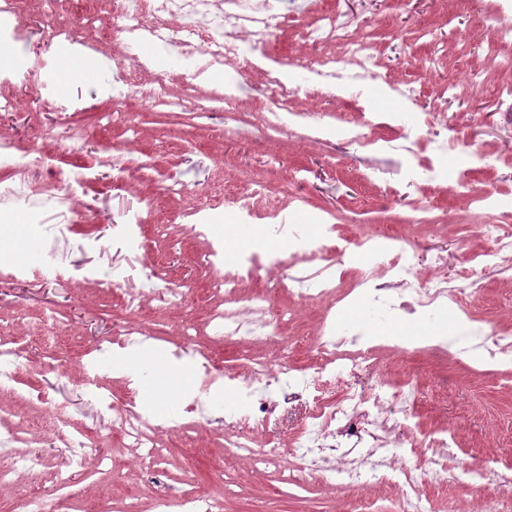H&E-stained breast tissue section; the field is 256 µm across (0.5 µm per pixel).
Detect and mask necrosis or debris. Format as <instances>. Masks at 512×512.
Masks as SVG:
<instances>
[{"label": "necrosis or debris", "instance_id": "obj_1", "mask_svg": "<svg viewBox=\"0 0 512 512\" xmlns=\"http://www.w3.org/2000/svg\"><path fill=\"white\" fill-rule=\"evenodd\" d=\"M18 10L19 0H0V48L10 49L14 54L8 80L21 85L35 81L44 92H51L58 50L72 43L73 27L68 22L55 25L39 57L34 59L28 56L26 35L16 23ZM494 17L495 37L487 52L497 58L499 67L512 72V0H498ZM289 18L281 0H122L113 34L125 51L112 62V97L123 101L132 96V73L142 67L135 49L143 38L178 46L188 60L206 55L214 65L250 69L255 57L264 55L272 31L287 26ZM351 26L352 20L346 13L326 9L316 14L303 32V40L336 47L337 53L309 67L308 82L288 80L276 66L264 69L266 93L274 114L296 117V102L310 95L314 83L341 91L343 101L364 107L366 87L380 77L379 61L371 40L352 31ZM454 88L453 82H445L429 112L391 115L405 134L398 172L408 184L444 181L464 187L474 165L486 158L483 147L473 146L461 156L457 167L445 168L424 154L429 144L425 129L445 121L448 97ZM0 166L24 174L19 182L0 188V213L12 211L21 203L27 205L32 232L37 236L42 235L45 223L38 196L53 192L59 207L71 211L87 180L83 173L29 160L7 137H0ZM230 201L246 223L269 225L279 244L274 251L259 243L252 250L230 253L209 225H194L195 235L209 243L203 261L217 272L215 286L224 294V307L214 308L210 315L212 327L228 336L284 343L279 323H257L252 316L266 311L272 294L287 287V279L281 274L283 258L319 260L337 227L317 224L306 230L287 223V215L303 205L297 196L290 197L287 206L264 214L252 210L243 192L233 194ZM483 233L492 244L470 252L467 284L463 287L449 280L440 265L431 274L422 275L411 243L398 236L361 233L352 237L338 254L341 259L359 263L351 289L368 299L373 309L389 305L401 314L428 320L446 311L462 309L464 287H481L487 271L512 262V228L487 224ZM263 267L270 271L265 288L242 292V283ZM319 354L321 364L314 377L297 374L283 363L273 366L262 361L242 371L217 367L206 370L193 391L184 397V411L191 418L200 416L213 409L214 395H221L226 404L224 430L234 455L255 464H269L278 461L280 452L277 445L261 441L260 436L271 415L269 397L280 390L284 402L301 400L309 408L311 422L304 429L302 458L314 464H332L339 484L351 485L360 480L361 474L347 460L345 450L352 447L354 439L363 436L372 441L376 466L395 469L403 453L402 443L380 435L378 429L395 405L405 400V392L384 388L382 381L376 380L374 346L362 334L341 331L336 322L327 323L320 338ZM112 427L120 433L126 447L137 451L140 459L155 457L158 426L141 401L137 381L127 380L125 407L119 416H114Z\"/></svg>", "mask_w": 512, "mask_h": 512}]
</instances>
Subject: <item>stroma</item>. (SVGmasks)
<instances>
[{"mask_svg":"<svg viewBox=\"0 0 512 512\" xmlns=\"http://www.w3.org/2000/svg\"><path fill=\"white\" fill-rule=\"evenodd\" d=\"M78 0H21L18 23L27 36L30 52H38L52 23L77 9ZM350 9L355 31L371 34L379 58L381 78L367 90L375 112H424L439 91L441 78L455 82L448 100L447 121L431 131L434 139L453 138L460 150L482 145L487 165L474 170L470 186L497 191V211L512 225V167L500 164L512 156V111L501 106L499 86L512 84V74L488 61L485 47L494 37L486 19L490 0H292L293 16L287 27L270 37L267 51L281 69L302 80L307 69L328 53L306 43L302 30L311 22L310 7ZM115 0H95L90 21L78 34L85 42L84 57L97 69L86 73L75 65L70 83L57 87V97L46 100L37 83L18 86L3 81L13 65V53L0 49V99L16 101L13 112H0V135L32 156L57 158L91 180L80 196V212L56 210L51 197L41 207L48 230L70 225L60 239L66 264L98 266L102 277L125 266L112 248V227L127 213L141 212L144 250L154 268L151 295L142 313L126 310L121 286H100L74 277L60 291L44 276L40 249L27 230L25 207L0 217V261L19 263L23 279L0 276V336L19 350L13 378L0 383V414L17 423V439L8 451L0 450V469L13 466L16 456L39 453L43 467L36 473L15 475L0 487V512H20L23 500L35 499L41 512H155L154 501L194 493L210 498L213 512H400L404 489L388 482L372 461L359 458V484L336 485L331 472L303 470L294 448L306 418L302 402L277 408L271 415L267 438L282 443L286 453L275 466L255 467L232 457L225 447V432L218 423L194 430L170 428L156 436L163 457L158 466L145 467L132 449L124 447L109 420L101 419L82 389L84 364L96 362V375L115 402H122L126 372L119 354L99 352L115 328L135 322L140 342L150 344L154 358L145 370L148 380L142 395L153 416L177 421L183 396L191 391L206 362L242 368L256 360H286L288 365L314 373L324 307L301 304L281 295L272 298L270 312L295 308L284 324L287 351L270 344H254L233 336L215 335L208 327L212 307L222 297L213 293L214 271L199 257L206 243L195 237L197 222L212 225L231 251L251 250L264 236L259 224H246L230 207L196 211L209 199L223 197L231 185L248 182L262 186L252 195L251 207L261 211L280 205L283 196L301 194L305 205L293 223L337 224L344 235L370 230L409 238L416 248L423 273H430L436 257L447 260L449 274L466 265L469 251L487 247L478 218L466 210L459 188L432 184L409 187L394 172L392 148L399 127L374 130L375 149L343 144L337 138L316 140V131L344 120L347 126L362 121L361 112L321 95L300 99L301 118L285 127L272 126L259 104L263 74L238 71L234 80L239 99L224 101L225 67H216L211 82L189 84L182 75L185 61L179 50L153 45L165 56L170 75L156 88L151 71L134 73L137 96L123 102L107 100L103 86L109 79L103 56H120L124 47L112 38ZM417 86L414 100L389 91V84ZM160 91L174 106L140 103L139 94ZM66 122L84 132L83 148H47V136ZM179 175L181 194L170 193L163 173ZM124 178L129 190L116 196L113 183ZM426 198L429 221L415 225L414 202ZM465 302L475 326L485 331L512 325V269L490 271L484 287L465 291ZM341 317L359 329H369L381 350L378 371L386 384L404 387L406 402L388 416L387 425L402 430L405 413H412L421 428L447 427L457 443L446 460L447 477L424 481L431 451L408 454L405 466L421 478L429 512H512V365L473 363L463 352L435 353L421 349L411 354L385 349L386 337L423 336L427 327L405 317L374 326L358 295L342 302ZM193 340L192 356L176 361L172 350ZM71 424L74 434H88L87 465L78 474L66 466L68 450L55 441V420ZM483 465L487 489L464 484L463 470ZM299 480H288L289 471Z\"/></svg>","mask_w":512,"mask_h":512,"instance_id":"35a3bbf8","label":"stroma"}]
</instances>
